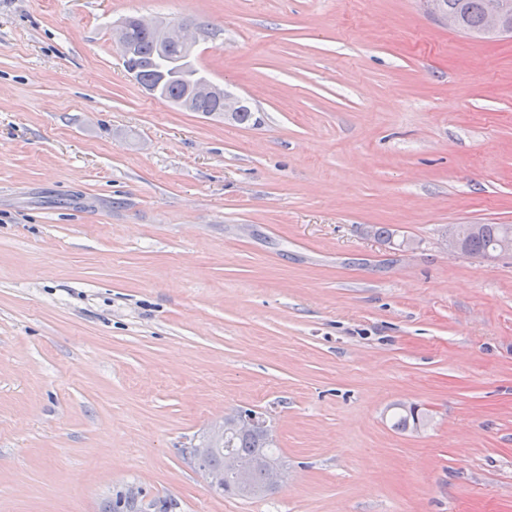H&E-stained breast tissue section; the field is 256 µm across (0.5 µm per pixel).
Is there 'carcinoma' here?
I'll list each match as a JSON object with an SVG mask.
<instances>
[{
	"label": "carcinoma",
	"mask_w": 512,
	"mask_h": 512,
	"mask_svg": "<svg viewBox=\"0 0 512 512\" xmlns=\"http://www.w3.org/2000/svg\"><path fill=\"white\" fill-rule=\"evenodd\" d=\"M438 13L448 15L456 21V30L474 37L482 36L485 18V0H437ZM131 47L130 62L138 68L142 84L158 88V98L166 101H178L188 95L193 86L207 80V76L190 67L186 70L170 71L167 78H162V71L167 69V59L177 56L181 49L170 47L167 56L158 52L156 32L132 25L125 33ZM192 107L196 112L224 111V102L216 98H197ZM502 231L500 224H481L477 232L464 237L467 252L474 255L484 254L498 239ZM427 422L426 415L411 408H400L394 414L393 427L398 430H415ZM224 448L236 454L244 461L255 458L278 459L273 449L271 434L263 428L241 430L224 440ZM253 489L249 493L240 490L237 483L229 481L224 486V493L242 498H255L268 492L261 475L253 476ZM104 512H172V504L162 499H152L143 504L131 495L115 494Z\"/></svg>",
	"instance_id": "cac0c4a2"
}]
</instances>
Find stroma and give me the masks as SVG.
<instances>
[{"mask_svg": "<svg viewBox=\"0 0 512 512\" xmlns=\"http://www.w3.org/2000/svg\"><path fill=\"white\" fill-rule=\"evenodd\" d=\"M128 15L205 25L257 124L128 77ZM456 224H512V38L421 0H0V512H512V255ZM244 408L288 465L262 499L181 453ZM479 226L476 233L467 234L464 237L465 249L468 253L474 255L484 254L488 248L498 239L502 227L506 224H477ZM476 224L468 225L470 231L477 228ZM399 412L394 414V422L393 427L398 430L405 431L411 430L414 431L418 425H425L427 422L426 415L419 409L415 412L414 409L399 408ZM419 428L416 429V431ZM172 509V504L166 500L152 499L143 504L131 495L116 493L106 505L104 512H173Z\"/></svg>", "mask_w": 512, "mask_h": 512, "instance_id": "1", "label": "stroma"}]
</instances>
